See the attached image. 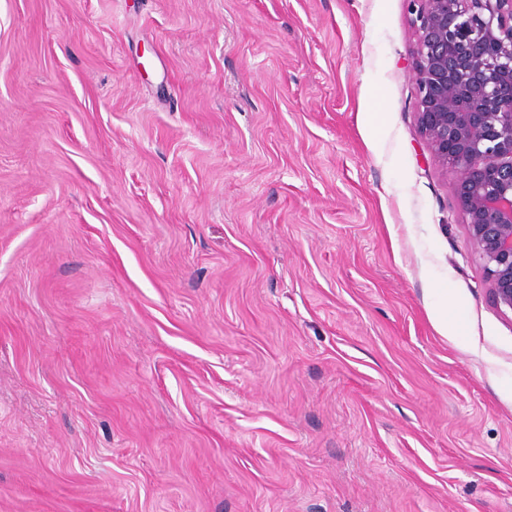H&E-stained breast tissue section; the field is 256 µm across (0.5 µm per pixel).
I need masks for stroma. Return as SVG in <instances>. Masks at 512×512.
I'll return each instance as SVG.
<instances>
[{
	"label": "stroma",
	"mask_w": 512,
	"mask_h": 512,
	"mask_svg": "<svg viewBox=\"0 0 512 512\" xmlns=\"http://www.w3.org/2000/svg\"><path fill=\"white\" fill-rule=\"evenodd\" d=\"M413 44L406 0H0V512H512Z\"/></svg>",
	"instance_id": "obj_1"
}]
</instances>
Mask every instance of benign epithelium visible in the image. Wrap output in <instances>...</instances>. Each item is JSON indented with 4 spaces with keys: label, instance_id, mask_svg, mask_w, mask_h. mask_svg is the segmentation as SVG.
<instances>
[{
    "label": "benign epithelium",
    "instance_id": "benign-epithelium-1",
    "mask_svg": "<svg viewBox=\"0 0 512 512\" xmlns=\"http://www.w3.org/2000/svg\"><path fill=\"white\" fill-rule=\"evenodd\" d=\"M416 122L455 194L488 293L512 312V0H406Z\"/></svg>",
    "mask_w": 512,
    "mask_h": 512
}]
</instances>
